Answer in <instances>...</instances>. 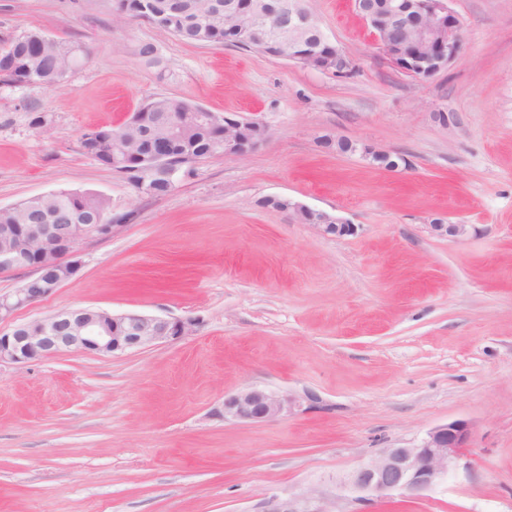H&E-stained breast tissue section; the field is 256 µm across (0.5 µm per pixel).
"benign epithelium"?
I'll use <instances>...</instances> for the list:
<instances>
[{"mask_svg":"<svg viewBox=\"0 0 512 512\" xmlns=\"http://www.w3.org/2000/svg\"><path fill=\"white\" fill-rule=\"evenodd\" d=\"M449 0H354L357 12L371 28L378 48L402 72L418 79H430L448 67L462 51L463 24L448 7ZM147 13L156 23L166 21V8L153 0H139L136 11L123 8L115 17ZM210 12L224 17L247 20L251 31L260 34L265 46L279 59L344 74L351 61L340 47L322 54L330 38L322 30L310 0H211ZM200 125L224 123V140L213 154L224 158L244 155L264 140L266 130L255 122H243L234 115L211 112L193 106ZM325 148L359 154L370 164L396 171L407 166L405 158L341 137L323 138ZM112 148V165L128 163L114 133L94 130L87 137L85 151L96 157ZM181 168L168 163L164 154L156 155L151 167L136 186L143 195L158 190L153 180L162 179L170 189L178 183ZM267 208L287 213L318 234L342 238L357 232V226L326 211L307 206L288 196H270L263 200ZM121 228L119 224H59L56 216L45 215L37 224L0 226V270L10 269L28 255L50 258L28 267L30 276L45 283L43 288L20 285L0 293V363L25 365L31 361L76 350L100 356L120 357L135 350L192 335L196 320L171 319L137 313H114L103 309L63 310L49 317L15 323L21 308L48 298L57 288L73 280L82 268L80 242L89 238L106 239ZM431 233L457 239L467 232L465 224L436 219ZM306 398L296 394H278L264 389L243 388L224 396L218 416L225 420L259 423L290 414L303 407ZM471 427L454 420L429 431L420 444L412 447L382 448L374 458L346 473L338 484L340 492L360 501L419 497L442 482L449 469L469 447ZM262 512H329L323 496L314 493L275 494L265 500Z\"/></svg>","mask_w":512,"mask_h":512,"instance_id":"7a95c632","label":"benign epithelium"}]
</instances>
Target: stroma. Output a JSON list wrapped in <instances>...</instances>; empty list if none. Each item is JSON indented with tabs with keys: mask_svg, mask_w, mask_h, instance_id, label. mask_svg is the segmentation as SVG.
Segmentation results:
<instances>
[{
	"mask_svg": "<svg viewBox=\"0 0 512 512\" xmlns=\"http://www.w3.org/2000/svg\"><path fill=\"white\" fill-rule=\"evenodd\" d=\"M311 5L349 73L187 44L114 21L112 0H0V41L36 29L89 52L61 85L0 84V207L68 188L106 197L122 222L16 322L77 308L198 321L119 358L1 363L0 512H261L288 490L323 493L331 512H512V0H452L464 48L426 81L391 65L352 0ZM161 96L267 135L140 194L80 138ZM326 135L409 165L371 166ZM271 195L358 231L319 236L263 207ZM437 217L468 231L435 236ZM246 387L315 402L219 418ZM457 419L472 444L443 483L408 500L337 496V475Z\"/></svg>",
	"mask_w": 512,
	"mask_h": 512,
	"instance_id": "obj_1",
	"label": "stroma"
}]
</instances>
